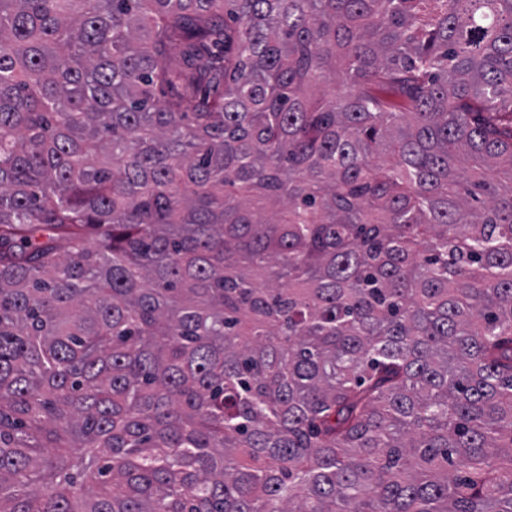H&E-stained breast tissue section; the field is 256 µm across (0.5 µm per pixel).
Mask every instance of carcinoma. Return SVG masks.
Masks as SVG:
<instances>
[{
  "label": "carcinoma",
  "instance_id": "1",
  "mask_svg": "<svg viewBox=\"0 0 512 512\" xmlns=\"http://www.w3.org/2000/svg\"><path fill=\"white\" fill-rule=\"evenodd\" d=\"M0 512H512V0H0Z\"/></svg>",
  "mask_w": 512,
  "mask_h": 512
}]
</instances>
